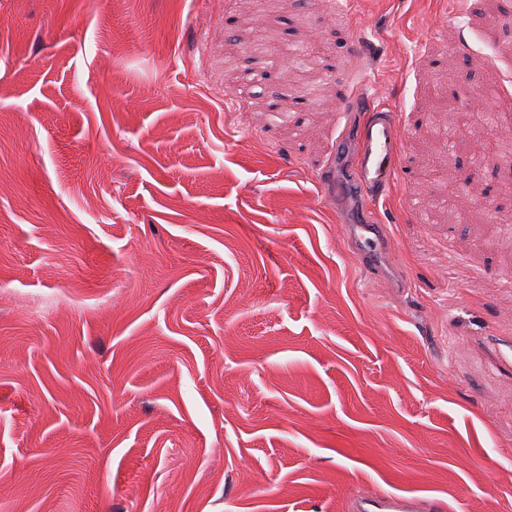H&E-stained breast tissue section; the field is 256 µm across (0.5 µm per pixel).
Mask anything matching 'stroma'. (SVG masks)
<instances>
[{
	"label": "stroma",
	"mask_w": 512,
	"mask_h": 512,
	"mask_svg": "<svg viewBox=\"0 0 512 512\" xmlns=\"http://www.w3.org/2000/svg\"><path fill=\"white\" fill-rule=\"evenodd\" d=\"M367 78L402 172L331 195ZM486 81L512 0H0V512H512V131L441 150ZM353 227L357 240H364L369 245V249L361 254V259L364 267L371 270L376 266L375 258L383 254L385 250V241L379 233L380 225L362 221L360 224H354ZM353 512H450L445 502L434 498L404 496L392 493L356 497L350 505Z\"/></svg>",
	"instance_id": "obj_1"
}]
</instances>
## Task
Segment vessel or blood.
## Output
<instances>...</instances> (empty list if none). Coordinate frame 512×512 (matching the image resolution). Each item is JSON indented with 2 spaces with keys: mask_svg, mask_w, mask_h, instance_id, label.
I'll use <instances>...</instances> for the list:
<instances>
[{
  "mask_svg": "<svg viewBox=\"0 0 512 512\" xmlns=\"http://www.w3.org/2000/svg\"><path fill=\"white\" fill-rule=\"evenodd\" d=\"M356 103L365 112L356 128L358 149L354 158V184L363 193L383 194L399 171L398 145L400 126L384 105L370 101L368 93H359ZM357 240L368 243L361 255L366 269H373L385 245L378 225L361 222L355 227ZM351 512H447L445 502L434 498L404 496L392 493L371 494L354 498Z\"/></svg>",
  "mask_w": 512,
  "mask_h": 512,
  "instance_id": "b4317fda",
  "label": "vessel or blood"
}]
</instances>
